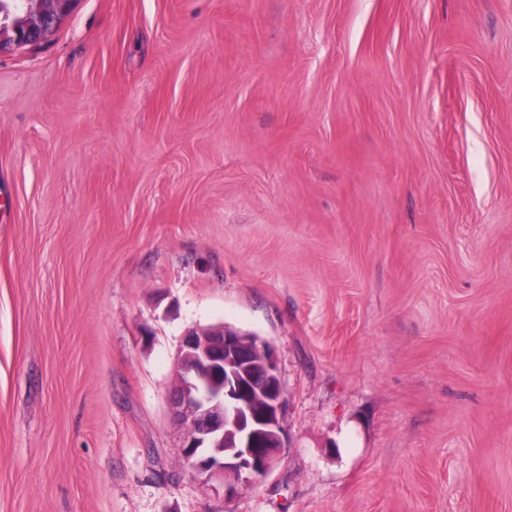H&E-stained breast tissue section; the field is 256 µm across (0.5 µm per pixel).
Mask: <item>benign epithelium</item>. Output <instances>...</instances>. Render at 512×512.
Here are the masks:
<instances>
[{
  "label": "benign epithelium",
  "mask_w": 512,
  "mask_h": 512,
  "mask_svg": "<svg viewBox=\"0 0 512 512\" xmlns=\"http://www.w3.org/2000/svg\"><path fill=\"white\" fill-rule=\"evenodd\" d=\"M74 0H23L0 21V52L45 39ZM171 406L188 474L224 498L265 477L285 448L286 395L272 347L224 324L185 334Z\"/></svg>",
  "instance_id": "1"
}]
</instances>
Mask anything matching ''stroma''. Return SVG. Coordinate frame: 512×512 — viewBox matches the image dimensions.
I'll return each mask as SVG.
<instances>
[{
	"instance_id": "1",
	"label": "stroma",
	"mask_w": 512,
	"mask_h": 512,
	"mask_svg": "<svg viewBox=\"0 0 512 512\" xmlns=\"http://www.w3.org/2000/svg\"><path fill=\"white\" fill-rule=\"evenodd\" d=\"M289 446L179 462L184 334ZM0 512H512V0H75L0 53ZM171 406L183 468L224 499L265 477L286 448V395L272 347L224 324L188 331Z\"/></svg>"
}]
</instances>
